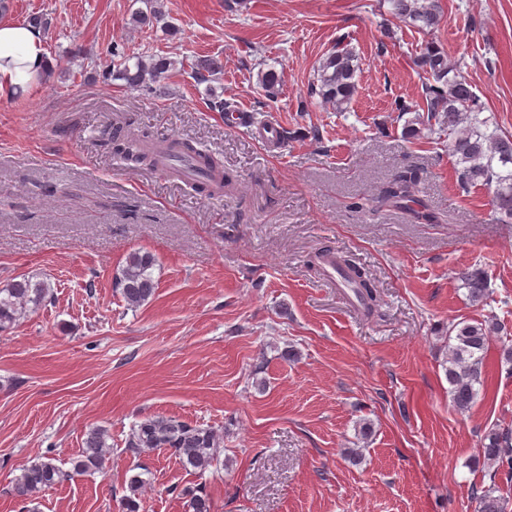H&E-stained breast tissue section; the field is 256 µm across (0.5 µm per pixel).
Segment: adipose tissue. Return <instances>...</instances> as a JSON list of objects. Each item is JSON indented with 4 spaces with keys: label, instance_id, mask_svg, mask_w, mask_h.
Segmentation results:
<instances>
[{
    "label": "adipose tissue",
    "instance_id": "1",
    "mask_svg": "<svg viewBox=\"0 0 512 512\" xmlns=\"http://www.w3.org/2000/svg\"><path fill=\"white\" fill-rule=\"evenodd\" d=\"M53 66L40 31L0 21V95L26 87Z\"/></svg>",
    "mask_w": 512,
    "mask_h": 512
}]
</instances>
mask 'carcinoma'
<instances>
[{
  "label": "carcinoma",
  "instance_id": "carcinoma-1",
  "mask_svg": "<svg viewBox=\"0 0 512 512\" xmlns=\"http://www.w3.org/2000/svg\"><path fill=\"white\" fill-rule=\"evenodd\" d=\"M389 14L419 31L429 33L438 28L441 8L438 0H386ZM356 53L353 48L335 46L327 52L316 67L312 93L336 111L344 112L351 103L357 86ZM430 82L425 84L421 125L432 132L435 128L448 130L452 135L451 152L455 157V173L459 186L467 189L475 185L494 187L492 204L501 218L512 220V134L490 126V119L482 116L477 94L469 81L461 75L447 54L434 43H429L419 60ZM172 61L163 56L131 62V57L112 52V76L133 88L150 90L163 88V81ZM113 152L127 161L153 166L156 164L155 142L147 134L136 136L115 131L109 136ZM172 155L183 163L171 169L177 176H185L201 194L211 196L217 188L231 186L224 174L221 161L206 153L192 140L172 142ZM417 177L403 170L395 174L379 197L362 198L356 203L361 210H373L377 203L387 202L413 212L416 219L427 224L438 222V217L426 210L419 211L416 196ZM336 266L345 269L360 298V306L367 314L381 307L373 279L368 272L352 263L346 256L334 257ZM155 257L148 252L129 254L116 278L119 293L129 309H137L154 297L157 282L152 276ZM469 300L480 305L489 294L484 274L464 269L457 273ZM51 289L45 283H34L22 277L0 287V332H5L20 319L26 310L37 308L51 300ZM500 329L496 320L483 322L462 320L448 328V358L444 367L448 394L453 407L462 412L475 402L484 386V366L490 336ZM108 430L96 426L84 434L81 448L70 459L71 468L62 469L52 456H44L24 468L13 480L14 494L30 502L37 500L48 488L62 483L73 474H84L104 469L112 452ZM223 436L210 426L191 424L167 416H150L135 424L126 440V447L135 452L168 450L182 464L196 473H205L218 461ZM483 462L488 466L512 472V430L492 428L484 436L481 448ZM144 481L134 475L129 479L130 496L125 499L126 512H138L136 495ZM479 512H507L509 500L499 494V487L491 484L477 495ZM192 512H212V502L206 492L191 494Z\"/></svg>",
  "mask_w": 512,
  "mask_h": 512
}]
</instances>
